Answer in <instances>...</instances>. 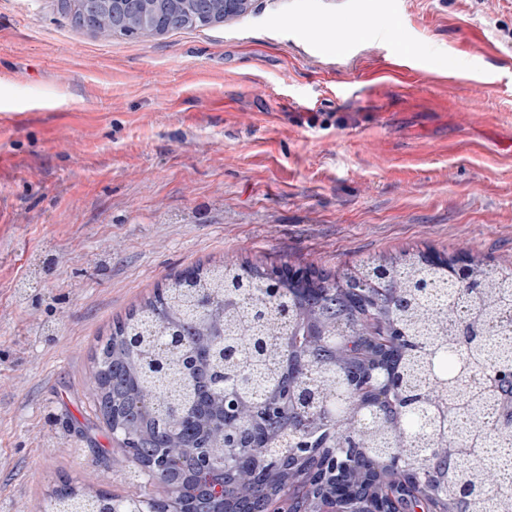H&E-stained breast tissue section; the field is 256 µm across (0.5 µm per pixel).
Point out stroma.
Masks as SVG:
<instances>
[{
	"instance_id": "obj_1",
	"label": "stroma",
	"mask_w": 512,
	"mask_h": 512,
	"mask_svg": "<svg viewBox=\"0 0 512 512\" xmlns=\"http://www.w3.org/2000/svg\"><path fill=\"white\" fill-rule=\"evenodd\" d=\"M417 250L512 266V0H255L109 41L0 0V512L65 480L161 498L74 429L100 339L166 278ZM198 11L201 21L208 25H214L219 12L224 14V21L243 15L253 8V0H234V3L225 5L224 0H192Z\"/></svg>"
}]
</instances>
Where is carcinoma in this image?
Listing matches in <instances>:
<instances>
[{"instance_id":"1","label":"carcinoma","mask_w":512,"mask_h":512,"mask_svg":"<svg viewBox=\"0 0 512 512\" xmlns=\"http://www.w3.org/2000/svg\"><path fill=\"white\" fill-rule=\"evenodd\" d=\"M434 266L423 253L364 262L334 274L313 270L288 286L306 305L280 309L266 270L228 259L197 267L191 288L168 280L131 316L141 322L132 336L117 322L100 347L90 385L96 418L103 421L138 469L157 452L168 473L157 482L188 490L194 483L193 445L207 440L224 448L220 409L224 391L246 380L249 404L264 411L287 374L302 372L307 400L299 411L273 414L259 439L281 447L278 432L305 446L332 448L354 435L368 453L353 461L351 481L324 484L337 495L360 487L380 493L400 478L386 472L384 447L432 443L428 413L448 417L454 460L448 488L461 483L466 496L448 498L446 512H508L512 508V435L497 431L496 398L482 380L512 370V268L488 269L473 259L460 276ZM381 283L386 295L372 300L357 277ZM403 324L415 343L404 378L387 377L394 355L385 335ZM320 336H341L346 363L374 377L371 396L383 397L381 416L371 415L363 395L345 387L346 367ZM437 456L414 461V478L430 480ZM91 502L65 482L45 499L42 512H130L162 507L157 500L117 499L99 492Z\"/></svg>"}]
</instances>
